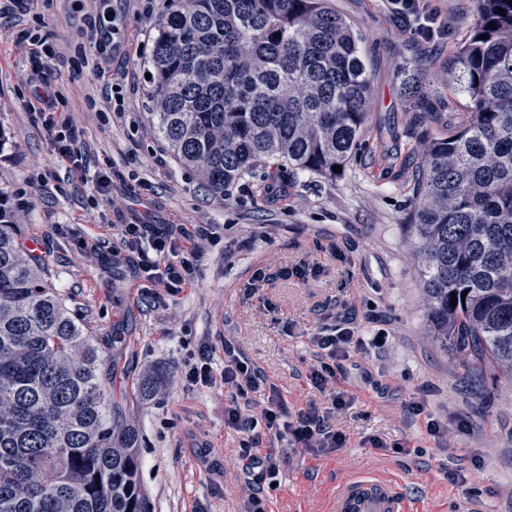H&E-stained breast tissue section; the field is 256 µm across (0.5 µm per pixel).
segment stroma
I'll return each mask as SVG.
<instances>
[{"label":"stroma","mask_w":512,"mask_h":512,"mask_svg":"<svg viewBox=\"0 0 512 512\" xmlns=\"http://www.w3.org/2000/svg\"><path fill=\"white\" fill-rule=\"evenodd\" d=\"M359 37L372 86L361 146L336 178L282 171L287 190L274 197L261 178H246L224 200L208 195L154 133L148 60L154 25L168 0H48L38 23L55 48L56 104L77 128L89 170L111 162L119 174L102 199L80 173L53 156V135L28 109L25 51L16 42L20 15L0 18V194L13 206L23 239L37 238L47 276L99 350L104 380L126 391L127 418L141 433L140 482L155 512H245L242 476L233 462L240 433L224 424V383L186 380L202 346L214 372L224 342L253 360L289 407L326 400L307 375L310 338L336 314L351 313L366 333L387 338L381 370L364 374L366 358L345 364L352 393L336 418L345 448L318 455L272 441L277 462L262 483L266 512H324L342 481L361 472L399 480L427 512H462L477 495L482 512H512V387H466L454 355L425 340L420 279L409 231L412 177L423 146L451 133L468 101L449 89L433 115L415 119L399 93L415 68L429 91L448 77L457 43L470 33L471 0H428L448 20V36L426 41L388 0H328ZM107 15L115 50L100 69L84 66L95 51L87 28L92 10ZM151 201L138 194L140 178ZM164 224L203 229L202 254L190 262L191 284L178 293L146 287L137 257L117 231L130 211ZM317 264V277L280 278L248 293L257 267ZM164 367L166 385L149 402L136 380ZM419 402L447 420L450 449L441 452L423 421L407 408ZM465 430H457V423ZM383 440L380 448L370 439ZM407 445L411 455L393 453ZM466 468L462 487L447 464Z\"/></svg>","instance_id":"stroma-1"}]
</instances>
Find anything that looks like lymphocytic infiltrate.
Listing matches in <instances>:
<instances>
[{
    "label": "lymphocytic infiltrate",
    "instance_id": "obj_1",
    "mask_svg": "<svg viewBox=\"0 0 512 512\" xmlns=\"http://www.w3.org/2000/svg\"><path fill=\"white\" fill-rule=\"evenodd\" d=\"M394 10L414 24V31L424 39L446 36L448 21L429 8L424 0H389ZM17 42L25 49L28 82L37 86L35 112L54 133V155L58 161L79 168L75 130L69 119L57 115L55 103L61 92L50 80V62L54 47L31 29H23ZM127 250L140 258L139 271L152 287L177 293L190 284L189 256L199 252V233L184 224H156L131 216L118 227ZM311 343L316 349V363L309 378L327 399L323 410L290 409L279 390L270 385L255 363L236 350L232 342L224 344V369L221 376L229 396L224 402V424L241 433L237 460L243 482L249 491L248 512H265L261 481L275 465L269 454H260L263 437L288 440L293 447L317 454H327L345 447L346 437L336 431L333 421L337 412L350 401L347 391L336 383L345 376L343 367L352 353L380 354L383 345L377 337L362 335L352 317L337 316L322 325Z\"/></svg>",
    "mask_w": 512,
    "mask_h": 512
}]
</instances>
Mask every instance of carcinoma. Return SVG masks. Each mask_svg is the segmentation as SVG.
I'll list each match as a JSON object with an SVG mask.
<instances>
[{
	"instance_id": "1",
	"label": "carcinoma",
	"mask_w": 512,
	"mask_h": 512,
	"mask_svg": "<svg viewBox=\"0 0 512 512\" xmlns=\"http://www.w3.org/2000/svg\"><path fill=\"white\" fill-rule=\"evenodd\" d=\"M472 3L443 84L470 111L425 144L407 227L426 339L451 347L482 388L487 376L512 382V5ZM149 64L159 138L220 199L262 163L334 177L360 145L369 77L358 36L327 0H171ZM401 89L416 117L431 115L417 72ZM20 236L0 196V512H154L139 429ZM166 382L154 368L138 398Z\"/></svg>"
}]
</instances>
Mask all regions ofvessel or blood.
Wrapping results in <instances>:
<instances>
[{
	"label": "vessel or blood",
	"mask_w": 512,
	"mask_h": 512,
	"mask_svg": "<svg viewBox=\"0 0 512 512\" xmlns=\"http://www.w3.org/2000/svg\"><path fill=\"white\" fill-rule=\"evenodd\" d=\"M328 512H418L396 481L360 474L337 486Z\"/></svg>",
	"instance_id": "1"
}]
</instances>
